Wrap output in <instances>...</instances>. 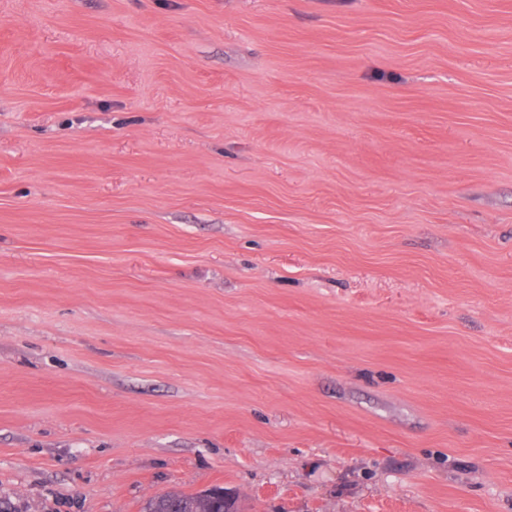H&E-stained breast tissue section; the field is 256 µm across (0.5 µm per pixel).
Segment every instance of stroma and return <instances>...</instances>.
<instances>
[{"label": "stroma", "instance_id": "stroma-1", "mask_svg": "<svg viewBox=\"0 0 512 512\" xmlns=\"http://www.w3.org/2000/svg\"><path fill=\"white\" fill-rule=\"evenodd\" d=\"M512 512V0H0V512ZM236 497L222 486L193 494L168 492L148 499L143 512H238Z\"/></svg>", "mask_w": 512, "mask_h": 512}]
</instances>
